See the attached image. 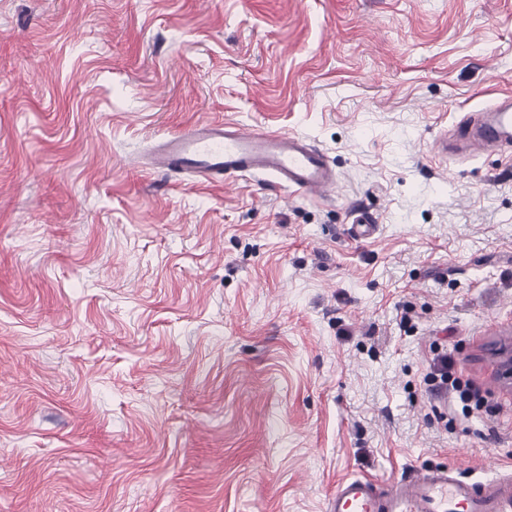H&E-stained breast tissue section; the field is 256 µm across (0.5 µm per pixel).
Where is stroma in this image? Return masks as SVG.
<instances>
[{"instance_id": "1", "label": "stroma", "mask_w": 512, "mask_h": 512, "mask_svg": "<svg viewBox=\"0 0 512 512\" xmlns=\"http://www.w3.org/2000/svg\"><path fill=\"white\" fill-rule=\"evenodd\" d=\"M506 95L512 0H0V512L512 472V144L438 149ZM200 120L306 136L338 193L149 169ZM452 365L448 363V358L443 357L440 360V368L438 369L439 373V380L441 381L440 384L442 385H448V382L452 379ZM451 387L456 390L459 393V398L462 401L470 402L471 400H476V405H480L482 400L479 397V393L476 391H473L470 387L466 385V388L460 389V385L458 384V380L456 378H453L450 383Z\"/></svg>"}]
</instances>
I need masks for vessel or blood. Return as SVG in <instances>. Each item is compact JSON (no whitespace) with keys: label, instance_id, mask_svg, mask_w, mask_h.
Masks as SVG:
<instances>
[{"label":"vessel or blood","instance_id":"obj_1","mask_svg":"<svg viewBox=\"0 0 512 512\" xmlns=\"http://www.w3.org/2000/svg\"><path fill=\"white\" fill-rule=\"evenodd\" d=\"M476 128L475 144L482 149L512 139V108L497 106ZM151 166L159 172L188 175L199 183L221 182L245 172L264 174L315 198L330 196L337 180L325 153L305 136L221 121L198 122L162 139ZM511 507L508 481L468 483L445 471H431L384 492L370 478H344L330 494L326 512H507Z\"/></svg>","mask_w":512,"mask_h":512}]
</instances>
